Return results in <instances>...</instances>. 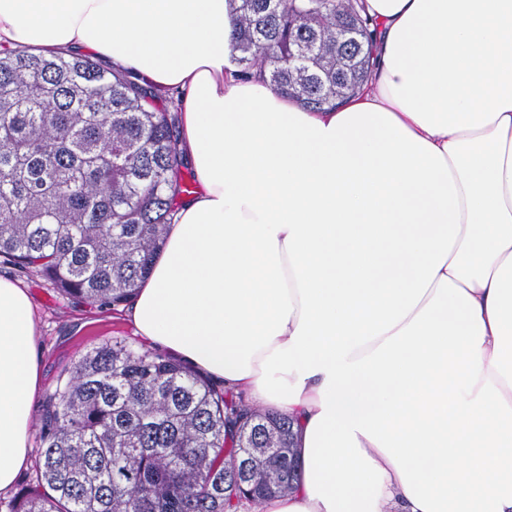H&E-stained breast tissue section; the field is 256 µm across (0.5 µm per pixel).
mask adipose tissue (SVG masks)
Listing matches in <instances>:
<instances>
[{"instance_id": "obj_1", "label": "adipose tissue", "mask_w": 512, "mask_h": 512, "mask_svg": "<svg viewBox=\"0 0 512 512\" xmlns=\"http://www.w3.org/2000/svg\"><path fill=\"white\" fill-rule=\"evenodd\" d=\"M375 69L308 112L240 80L226 0H0V47L181 94L197 188L134 332L296 420L249 512H512V0H365ZM39 327L0 276V493L30 463Z\"/></svg>"}]
</instances>
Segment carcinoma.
Segmentation results:
<instances>
[{"label":"carcinoma","instance_id":"1","mask_svg":"<svg viewBox=\"0 0 512 512\" xmlns=\"http://www.w3.org/2000/svg\"><path fill=\"white\" fill-rule=\"evenodd\" d=\"M242 80L312 111L372 75L362 0H227ZM301 44L313 48L294 60ZM177 110L87 55L0 49V264L107 310L132 301L190 194ZM33 483L5 512H238L303 474L293 420L114 336L41 403Z\"/></svg>","mask_w":512,"mask_h":512}]
</instances>
